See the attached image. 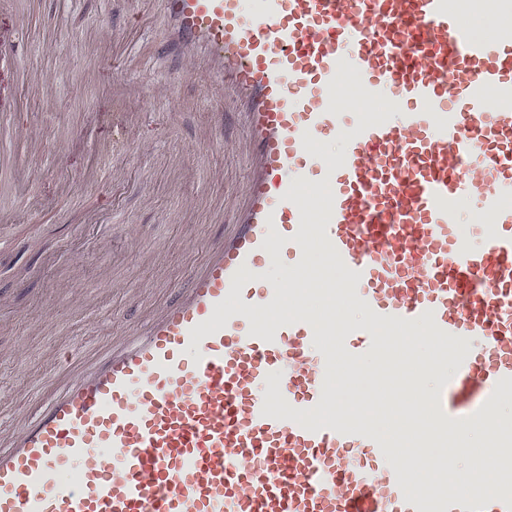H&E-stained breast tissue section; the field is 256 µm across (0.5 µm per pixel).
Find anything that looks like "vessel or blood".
Here are the masks:
<instances>
[{
    "instance_id": "b4317fda",
    "label": "vessel or blood",
    "mask_w": 512,
    "mask_h": 512,
    "mask_svg": "<svg viewBox=\"0 0 512 512\" xmlns=\"http://www.w3.org/2000/svg\"><path fill=\"white\" fill-rule=\"evenodd\" d=\"M248 149L246 201L180 298L0 442V512H512L498 436L483 488L456 427L512 401V20L453 0H163ZM371 111L337 108V92ZM324 250L335 312L285 311L270 269ZM424 329L436 453L336 404V358ZM336 344H328V337Z\"/></svg>"
}]
</instances>
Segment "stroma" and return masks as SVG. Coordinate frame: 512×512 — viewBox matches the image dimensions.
Wrapping results in <instances>:
<instances>
[{"label": "stroma", "instance_id": "35a3bbf8", "mask_svg": "<svg viewBox=\"0 0 512 512\" xmlns=\"http://www.w3.org/2000/svg\"><path fill=\"white\" fill-rule=\"evenodd\" d=\"M0 422L31 414L57 359L176 298L243 189L242 119L166 46L153 0H0ZM226 113L225 122L213 115ZM37 132L29 145L26 130ZM371 423L425 376L377 357Z\"/></svg>", "mask_w": 512, "mask_h": 512}]
</instances>
